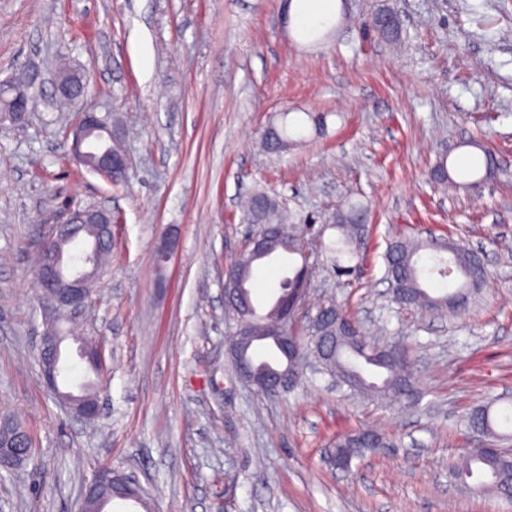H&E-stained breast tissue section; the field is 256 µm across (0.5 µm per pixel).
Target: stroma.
<instances>
[{"label": "stroma", "instance_id": "35a3bbf8", "mask_svg": "<svg viewBox=\"0 0 512 512\" xmlns=\"http://www.w3.org/2000/svg\"><path fill=\"white\" fill-rule=\"evenodd\" d=\"M384 5L401 19L394 45L361 33ZM62 57L87 85L56 109L48 76ZM21 70L43 102L0 122V414L33 445L0 478V512H80L105 466L135 477L154 512H512L448 478L449 458L475 443L469 409L512 397V0H338L314 28L282 0H0V81ZM87 104L128 155L125 189L69 157ZM286 109L327 113V132L265 153L268 118ZM472 140L500 171L470 185L460 163ZM443 153L453 190L430 179ZM259 189L301 216L368 204L363 276L322 267L311 290L406 351L413 404L350 395L309 368L275 396L238 377L224 272L248 229L239 201ZM100 205L118 222L77 323L106 363L88 422L42 382L52 311L32 257L70 210ZM427 230L486 267L466 315L391 298L388 243ZM373 424L393 447L336 468L337 434Z\"/></svg>", "mask_w": 512, "mask_h": 512}]
</instances>
